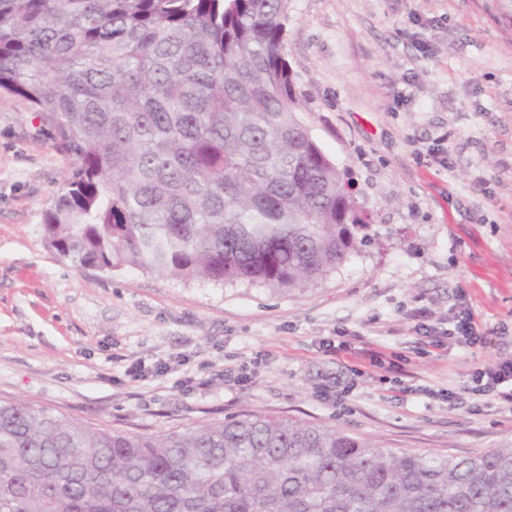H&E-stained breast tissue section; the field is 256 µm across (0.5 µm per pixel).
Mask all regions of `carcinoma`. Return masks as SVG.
Instances as JSON below:
<instances>
[{"mask_svg":"<svg viewBox=\"0 0 512 512\" xmlns=\"http://www.w3.org/2000/svg\"><path fill=\"white\" fill-rule=\"evenodd\" d=\"M289 0H0V97L77 165L44 214L77 267L305 290L364 223L298 117ZM0 512H512V443L401 454L247 414L90 430L0 401Z\"/></svg>","mask_w":512,"mask_h":512,"instance_id":"1","label":"carcinoma"}]
</instances>
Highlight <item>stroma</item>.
Returning a JSON list of instances; mask_svg holds the SVG:
<instances>
[{
	"mask_svg": "<svg viewBox=\"0 0 512 512\" xmlns=\"http://www.w3.org/2000/svg\"><path fill=\"white\" fill-rule=\"evenodd\" d=\"M290 15L300 118L353 177L370 244L303 292L76 267L43 224L74 161L0 99V400L130 434L262 414L398 454L512 442V402L472 382L512 359V0ZM465 311L486 347L448 338Z\"/></svg>",
	"mask_w": 512,
	"mask_h": 512,
	"instance_id": "obj_1",
	"label": "stroma"
}]
</instances>
